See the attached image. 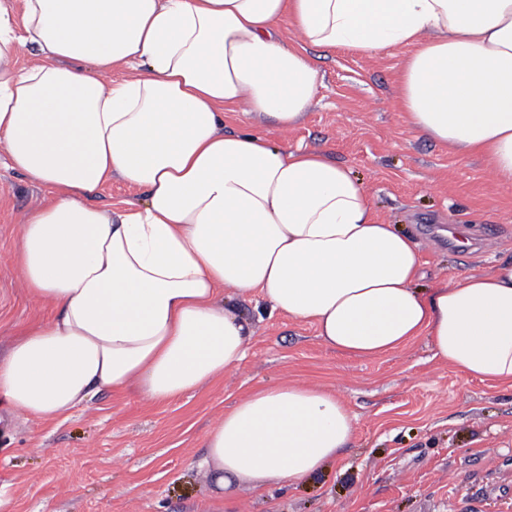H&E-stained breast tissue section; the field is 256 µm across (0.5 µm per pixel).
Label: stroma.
Wrapping results in <instances>:
<instances>
[{
	"label": "stroma",
	"instance_id": "1",
	"mask_svg": "<svg viewBox=\"0 0 512 512\" xmlns=\"http://www.w3.org/2000/svg\"><path fill=\"white\" fill-rule=\"evenodd\" d=\"M406 49L321 55L320 85L289 134L229 115V132L322 149L370 190L385 223L415 237L421 288L489 271L512 256V186L478 156L420 137L396 102ZM44 189L0 156V351L49 311L14 264L20 216ZM469 246H461V239ZM246 360L167 404L102 393L67 419L14 416L0 400V512H222L198 472L207 431L256 387L305 381L336 390L357 416L343 458L297 486L241 490L242 512H512V389L434 359L426 337L360 358L325 347L311 324L242 303Z\"/></svg>",
	"mask_w": 512,
	"mask_h": 512
}]
</instances>
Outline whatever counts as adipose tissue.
Listing matches in <instances>:
<instances>
[{"mask_svg": "<svg viewBox=\"0 0 512 512\" xmlns=\"http://www.w3.org/2000/svg\"><path fill=\"white\" fill-rule=\"evenodd\" d=\"M314 48L407 49L397 97L413 129L512 185V0H0V150L46 190L21 217L16 266L52 309L0 355L15 412L199 389L245 359L238 304L255 297L346 354L423 336L449 367L512 388V258L419 291L417 242L345 165L225 132L228 112L295 128L317 93ZM116 177L143 200L92 205ZM353 433L325 386L259 387L208 430L198 467L239 512L240 489L310 480Z\"/></svg>", "mask_w": 512, "mask_h": 512, "instance_id": "1", "label": "adipose tissue"}]
</instances>
